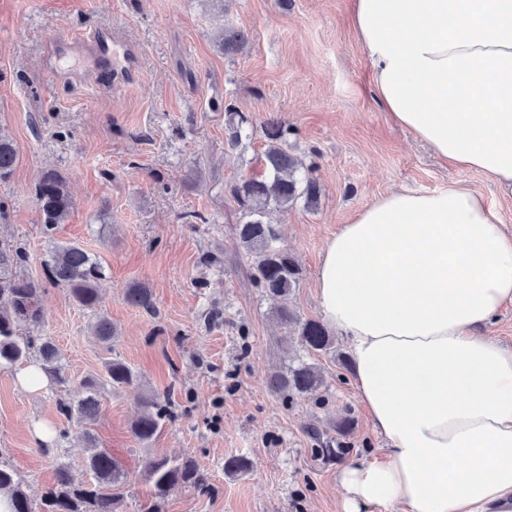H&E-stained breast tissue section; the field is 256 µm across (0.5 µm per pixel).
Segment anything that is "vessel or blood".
I'll use <instances>...</instances> for the list:
<instances>
[{"label":"vessel or blood","instance_id":"b4317fda","mask_svg":"<svg viewBox=\"0 0 512 512\" xmlns=\"http://www.w3.org/2000/svg\"><path fill=\"white\" fill-rule=\"evenodd\" d=\"M78 43L96 60L98 72L107 74L114 86L136 81L134 62L138 49L128 40L100 30L79 38Z\"/></svg>","mask_w":512,"mask_h":512}]
</instances>
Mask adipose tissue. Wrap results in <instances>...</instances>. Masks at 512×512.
<instances>
[{"instance_id":"1","label":"adipose tissue","mask_w":512,"mask_h":512,"mask_svg":"<svg viewBox=\"0 0 512 512\" xmlns=\"http://www.w3.org/2000/svg\"><path fill=\"white\" fill-rule=\"evenodd\" d=\"M393 124L512 198V0H352ZM317 297L388 442L340 471L342 512H488L512 495V230L469 187L391 191L324 248ZM487 332L503 347L512 349V306L504 308L497 314Z\"/></svg>"}]
</instances>
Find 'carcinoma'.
Returning a JSON list of instances; mask_svg holds the SVG:
<instances>
[{
  "label": "carcinoma",
  "mask_w": 512,
  "mask_h": 512,
  "mask_svg": "<svg viewBox=\"0 0 512 512\" xmlns=\"http://www.w3.org/2000/svg\"><path fill=\"white\" fill-rule=\"evenodd\" d=\"M213 40L224 55L234 56L246 49L249 36L241 29L222 27L215 32ZM247 124L249 120L243 113L230 104L224 107V127L231 147L239 146L243 138L249 137ZM263 133L266 147L260 160L262 171L230 183L227 193L241 213L238 237L245 255L252 261L255 287L268 296L283 298L299 287L302 270L295 258L278 245L279 235L271 214L275 210H286L300 200L308 208H315L321 187L313 176V167L282 148L288 134L285 121L278 117L268 119ZM17 158L13 140L0 134V182L11 177ZM36 201L42 231L48 242L42 260L47 282L63 288L72 300L94 313L93 335L107 348H112L119 330L98 313V285L105 278L103 264L79 243L56 238L59 225L65 223L73 207L66 179L54 170L44 171L36 185ZM27 261L24 247L0 238V368L34 357L51 383L65 384L68 382L66 366L53 342L47 337L22 333V328H37L43 321L41 295L44 285L20 274ZM126 299L146 311L155 308L151 289L143 285L135 284L126 289ZM275 317L306 355L328 353L335 348L333 334L321 321L304 320L287 307L276 309ZM107 384L136 386L139 375L123 360L112 358L105 365L104 377H85L74 395L59 401V412L67 420L74 419L79 424L95 420L100 395ZM271 384L287 402L296 397L316 395L324 385V378L320 369L300 356L288 365L287 371L274 375ZM174 417L168 397L143 394L132 433L148 446L164 423ZM354 424V417L347 412L336 420L334 436L325 438L318 428H310L318 444L313 449L315 456L325 462L343 459L350 452L345 439L352 433ZM84 440L91 448L86 469L92 474L93 481L78 479L67 467L61 466L55 484L45 491L37 505L29 499L14 467L0 460V493L10 495L12 512H121L122 497L113 489L122 483V467L109 450L96 447L92 434L85 433ZM250 466V460L245 456L224 459V473L229 475L244 474ZM143 470L152 488V505L148 512H160V504L176 487H190L200 494L211 491L208 477L189 456L172 458L149 454L143 461Z\"/></svg>",
  "instance_id": "obj_1"
}]
</instances>
